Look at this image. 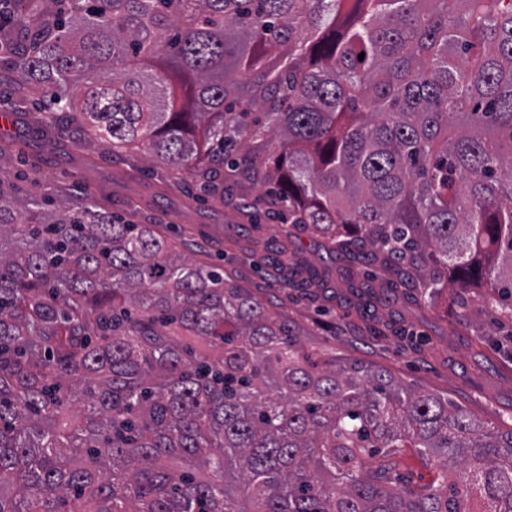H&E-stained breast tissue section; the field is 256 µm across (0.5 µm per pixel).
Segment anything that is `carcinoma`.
I'll list each match as a JSON object with an SVG mask.
<instances>
[{"instance_id": "obj_1", "label": "carcinoma", "mask_w": 512, "mask_h": 512, "mask_svg": "<svg viewBox=\"0 0 512 512\" xmlns=\"http://www.w3.org/2000/svg\"><path fill=\"white\" fill-rule=\"evenodd\" d=\"M363 59H358L359 55ZM41 125L140 146L291 228L512 323V0H13L0 67ZM81 89L75 99L71 88ZM282 133L268 165L269 129ZM25 142H0V159ZM78 418L71 419L74 406ZM441 484H399L401 449ZM512 512V429L317 358L224 269L0 179V512Z\"/></svg>"}]
</instances>
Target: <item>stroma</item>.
<instances>
[{"mask_svg": "<svg viewBox=\"0 0 512 512\" xmlns=\"http://www.w3.org/2000/svg\"><path fill=\"white\" fill-rule=\"evenodd\" d=\"M66 153L45 144V162L31 170L19 158L0 166L18 198L51 193L56 206L84 194L114 215L156 224L177 253L205 262L220 259L236 284L265 300L271 317L287 322L307 351L336 353L383 368L396 379L448 396L502 431L512 429V343L495 322L489 289L449 284L433 304L373 266L372 279L352 274L346 256L330 254L321 240L285 235L266 206L244 218L218 198L199 200L192 187L175 189L148 204L152 185L169 179L160 162L137 151L126 162L110 160L111 144L68 135ZM287 250L297 267L274 271L271 251ZM318 274L311 295L296 284L301 269Z\"/></svg>", "mask_w": 512, "mask_h": 512, "instance_id": "35a3bbf8", "label": "stroma"}]
</instances>
